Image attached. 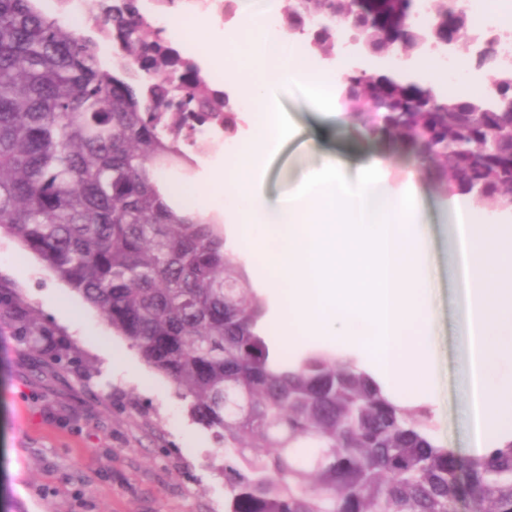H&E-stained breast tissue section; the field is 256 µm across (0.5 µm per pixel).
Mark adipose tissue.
<instances>
[{"instance_id":"adipose-tissue-1","label":"adipose tissue","mask_w":512,"mask_h":512,"mask_svg":"<svg viewBox=\"0 0 512 512\" xmlns=\"http://www.w3.org/2000/svg\"><path fill=\"white\" fill-rule=\"evenodd\" d=\"M452 239L464 285L461 387L480 456L494 430L512 427V225L456 224Z\"/></svg>"}]
</instances>
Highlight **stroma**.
Returning a JSON list of instances; mask_svg holds the SVG:
<instances>
[{
	"label": "stroma",
	"instance_id": "1",
	"mask_svg": "<svg viewBox=\"0 0 512 512\" xmlns=\"http://www.w3.org/2000/svg\"><path fill=\"white\" fill-rule=\"evenodd\" d=\"M277 99L296 131L266 163V196L294 192L329 153L350 176L367 156L383 155L385 175L398 189L416 172L432 276L427 346L435 392L431 401L410 397L406 404L429 411L439 445L468 453L474 426L458 387L463 340L460 281L449 259L452 197L411 150L371 135L342 105L322 114L288 86ZM0 284L18 288L40 321L73 340L84 365L38 370L39 355L0 327V512H224V451L192 421L175 385L4 235Z\"/></svg>",
	"mask_w": 512,
	"mask_h": 512
}]
</instances>
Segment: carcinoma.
Instances as JSON below:
<instances>
[{"instance_id": "carcinoma-1", "label": "carcinoma", "mask_w": 512, "mask_h": 512, "mask_svg": "<svg viewBox=\"0 0 512 512\" xmlns=\"http://www.w3.org/2000/svg\"><path fill=\"white\" fill-rule=\"evenodd\" d=\"M284 0L282 24L326 54L349 16L375 49L435 53L474 40L468 15L429 0ZM478 64L498 74L484 100L404 98L409 75L344 77L345 106L374 134L433 163L451 194L512 205V70L502 38ZM115 60L36 0H0V233L34 253L143 360L190 398L224 447V512H512V440L461 456L432 439L429 414L387 393L353 360L313 349L297 363L266 336L265 302L226 251L220 221L183 214L163 169L191 174L196 124L238 127L239 109L151 31L136 0L112 3ZM55 372L72 347L0 292V324Z\"/></svg>"}]
</instances>
